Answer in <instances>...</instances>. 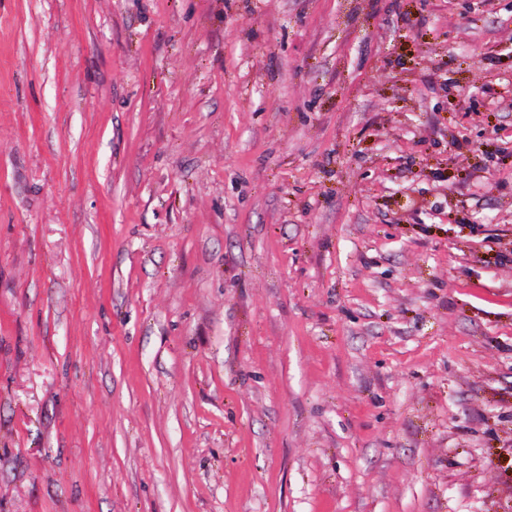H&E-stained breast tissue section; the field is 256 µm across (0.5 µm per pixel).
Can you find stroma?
<instances>
[{"label":"stroma","instance_id":"obj_1","mask_svg":"<svg viewBox=\"0 0 512 512\" xmlns=\"http://www.w3.org/2000/svg\"><path fill=\"white\" fill-rule=\"evenodd\" d=\"M0 512H512V0H0Z\"/></svg>","mask_w":512,"mask_h":512}]
</instances>
